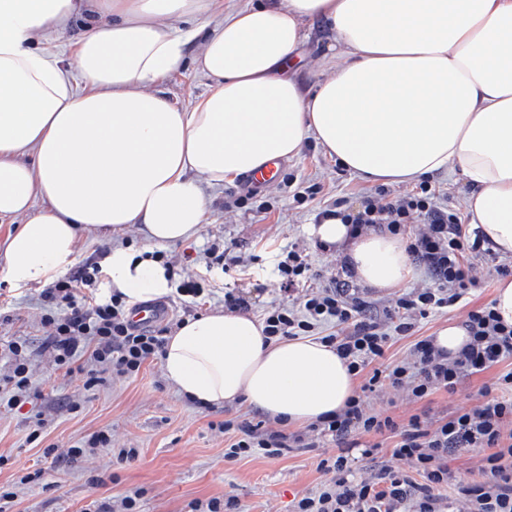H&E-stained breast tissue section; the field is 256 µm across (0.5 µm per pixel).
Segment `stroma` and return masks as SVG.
<instances>
[{"label": "stroma", "mask_w": 512, "mask_h": 512, "mask_svg": "<svg viewBox=\"0 0 512 512\" xmlns=\"http://www.w3.org/2000/svg\"><path fill=\"white\" fill-rule=\"evenodd\" d=\"M168 98L182 107L193 106L206 89V80L188 67L158 85ZM372 182L342 168L314 145H307L297 157L282 161L280 175L258 190L256 201L244 207L229 205L230 193H247L246 177H238L212 190L208 219L198 237L167 245L165 251L187 273L204 271V249L219 242L233 247L246 259L250 272L236 278L221 270L211 274L214 292L201 305V312L223 306L225 291L249 299L253 316H261L272 301H287L277 278L269 271L274 263L273 249L291 243L305 248L313 268L323 278L336 275L341 258L333 250H319L310 232L317 214L341 200L358 207L373 190ZM268 212H260L258 203ZM140 246L136 226L102 235L80 232L78 261L98 257L100 251L116 245ZM42 285L25 288L10 286L0 277V344L23 340L29 346L34 378L41 397L20 411L0 408V490H11L16 498L11 512H86L93 500L117 498L127 491H142V512H190L192 502L235 497L242 512H291L292 503L326 480L321 459L339 454L331 438L307 431V447L292 448L278 457L255 454L235 461L224 458L228 444L220 425L226 416L257 423L264 415L243 404L230 410L205 409L187 402L164 378L161 361L146 363L136 376L108 379L93 390H85L84 374L67 373L55 366L45 349L48 326L43 325ZM468 308V307H467ZM466 307H458L423 321L415 336L397 337L387 350L386 361L408 357L415 339L435 335L442 326L461 323ZM496 373V372H495ZM495 373L488 371L463 379L454 393L438 392L415 401L407 393L389 385L361 396L366 412L380 413L396 421L418 414L437 419L459 408L479 404L480 389L491 383ZM79 401L69 410L70 401ZM47 425L37 429L38 418ZM104 432L107 450L69 460L70 448L81 445L91 433ZM358 447L349 449L356 474L368 475L385 465L399 471L410 470L407 460L393 456L394 439L388 435H358ZM377 444L374 455L366 456L362 445ZM54 446V457L44 454ZM134 448L135 460L117 463L113 450ZM484 454L476 449L461 451L450 466L453 482L440 496L453 512H467L457 486L482 478ZM29 483H22V476Z\"/></svg>", "instance_id": "1"}]
</instances>
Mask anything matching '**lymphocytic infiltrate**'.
Returning a JSON list of instances; mask_svg holds the SVG:
<instances>
[{
  "label": "lymphocytic infiltrate",
  "mask_w": 512,
  "mask_h": 512,
  "mask_svg": "<svg viewBox=\"0 0 512 512\" xmlns=\"http://www.w3.org/2000/svg\"><path fill=\"white\" fill-rule=\"evenodd\" d=\"M347 224L350 235L387 231L407 238L412 262L429 279L428 286L392 299L381 314L364 300L354 272L342 266L339 276L314 285L315 274L303 249H282L278 271L285 290L297 293L299 304H273L262 315V333L269 342L323 331L324 343L334 347L353 375H365V389L380 380L406 391L414 399L438 391L455 392L463 378L485 372L512 355V325L504 323L492 304L468 312L464 326L470 341L456 356L437 348L432 338L417 340L409 359L383 362L392 335L414 333L420 320L455 307L479 281L473 261L480 257L484 235L464 224L456 211L442 208L429 182L400 195L378 188L365 196L358 209L335 203L318 214ZM424 224L425 232L409 234L410 225ZM102 275L99 261H88L53 281L42 292L49 308L46 324L52 328L47 348L57 367L71 368L85 355V389L94 388L99 375L119 377L137 374L149 361L162 356L172 325L138 328L129 316L132 306L121 293L98 294ZM4 349L11 370L0 380V406L12 411L40 396L33 382L26 342L13 340ZM481 403L449 418L426 420L412 415L405 422L365 412L360 398L348 400L339 412L325 415L317 424L337 444H348L358 434H392L393 456L406 459L412 472L381 468L370 477H355L347 455L320 461L329 478L293 504L292 512H440L438 492L452 477L449 462L466 448L484 453L482 480L462 484L459 494L468 512H512V370L496 376L480 391ZM224 431L233 438L224 456L233 460L260 453L282 455L303 445L301 433L283 429L259 430L257 426L229 418Z\"/></svg>",
  "instance_id": "f902f5d3"
}]
</instances>
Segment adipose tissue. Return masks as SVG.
<instances>
[{"instance_id": "obj_1", "label": "adipose tissue", "mask_w": 512, "mask_h": 512, "mask_svg": "<svg viewBox=\"0 0 512 512\" xmlns=\"http://www.w3.org/2000/svg\"><path fill=\"white\" fill-rule=\"evenodd\" d=\"M318 26L323 63L339 67L310 91L291 66ZM68 38L72 54L58 52ZM189 62L208 84L182 108L155 86ZM311 141L373 182L457 172L471 223L512 255V0H0V223L18 224L0 274L14 287L69 268L82 230L135 224L145 248L196 237L207 188ZM311 230L363 286L412 277L402 238L352 239L336 218ZM144 250L112 248L106 291L168 293ZM262 329L221 309L187 319L165 344L166 381L200 405L240 400L292 426L354 396L333 348L267 344Z\"/></svg>"}]
</instances>
